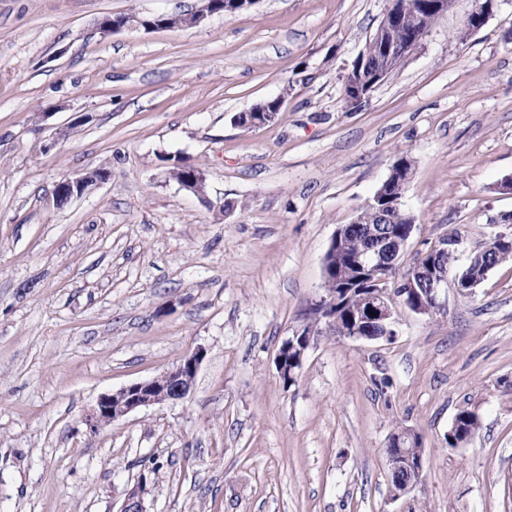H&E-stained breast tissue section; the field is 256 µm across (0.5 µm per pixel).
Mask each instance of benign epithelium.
Returning a JSON list of instances; mask_svg holds the SVG:
<instances>
[{
    "instance_id": "1",
    "label": "benign epithelium",
    "mask_w": 512,
    "mask_h": 512,
    "mask_svg": "<svg viewBox=\"0 0 512 512\" xmlns=\"http://www.w3.org/2000/svg\"><path fill=\"white\" fill-rule=\"evenodd\" d=\"M255 2L256 0H224L222 3L219 0H199L197 8L183 16L181 25L196 26L215 13L232 14L251 7ZM493 6L494 3L490 0L484 11L472 9L466 15L464 23L472 24L477 29L483 27L493 11ZM400 25L398 0H389L376 35L377 58L380 64L374 71L376 80L385 75L396 61L408 56L425 37V33L421 31L410 34L403 44L388 39L386 34ZM97 29L103 34L130 29L153 30L155 23L143 19L132 21L123 16L102 17L97 22ZM274 117L275 114L263 110L262 105L257 104L247 111L238 113L235 116V123L240 127L257 129L271 122ZM105 178V174L93 172L85 176L67 177L57 184L55 197L58 200L77 198L88 186ZM205 184V172L193 169L187 170L186 176L180 181L182 188L200 197L204 196ZM347 228L346 224L338 228L324 256L323 274L326 284L334 281L332 274L336 273V265L333 264V256L336 255V246L345 238ZM407 241L406 236H392L365 247L357 254L352 264L359 278L349 281L342 279L338 288L325 289V294L314 304L318 313L327 316L328 311L336 308V304L342 300V295L348 293L351 285L360 278L366 280L370 288L355 316L356 327L346 334L349 339H365L371 335L375 327L385 328L388 337L395 335L393 325L396 323L397 309L400 305L421 315L440 311L443 306L441 290L448 286V272L438 270L436 256L448 253V240L444 239L435 244L421 255L415 265L395 279L392 277V270L400 268L398 254ZM311 336L312 329L306 327L285 339L278 350V369L282 378L289 383L294 378L295 370L301 365ZM206 355L207 351L200 347L149 380L132 383L112 393L101 395L85 419L86 426L95 432L142 407L185 399L195 385L199 368ZM144 485L145 478L142 477L127 490L119 512H146L143 499Z\"/></svg>"
}]
</instances>
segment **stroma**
<instances>
[{
  "label": "stroma",
  "mask_w": 512,
  "mask_h": 512,
  "mask_svg": "<svg viewBox=\"0 0 512 512\" xmlns=\"http://www.w3.org/2000/svg\"><path fill=\"white\" fill-rule=\"evenodd\" d=\"M198 0H0V512H512V263L393 340L335 334L311 308L323 258L390 174L415 229L402 268L450 230L451 273L512 214V0L458 40L455 0L359 108L343 74L388 0H257L193 27L96 28ZM276 121L232 118L277 96ZM65 135L51 150V129ZM181 158L204 196L167 176ZM102 183L57 205L56 184ZM237 202L230 215L224 201ZM312 336L294 383L282 342ZM205 348L190 396L89 431L98 398ZM481 427L461 448L457 410ZM417 434L394 495L385 449ZM96 26L102 34H111L130 29L153 30L156 27L154 22L145 21L143 19L132 21L123 16H112V18L101 17Z\"/></svg>",
  "instance_id": "35a3bbf8"
}]
</instances>
